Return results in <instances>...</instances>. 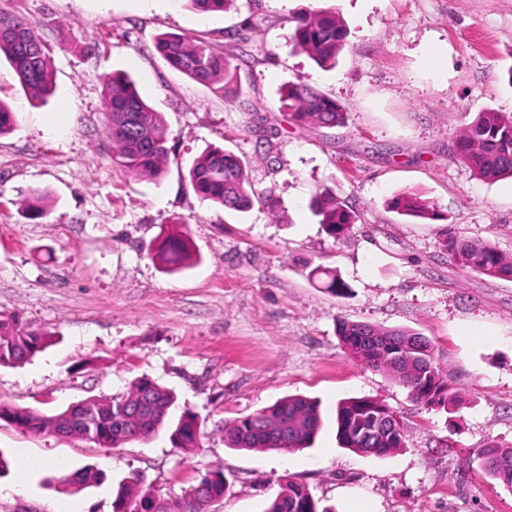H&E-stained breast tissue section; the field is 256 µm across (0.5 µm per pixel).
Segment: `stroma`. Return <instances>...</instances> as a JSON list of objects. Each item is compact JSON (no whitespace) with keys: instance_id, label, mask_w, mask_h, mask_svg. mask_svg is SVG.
<instances>
[{"instance_id":"35a3bbf8","label":"stroma","mask_w":512,"mask_h":512,"mask_svg":"<svg viewBox=\"0 0 512 512\" xmlns=\"http://www.w3.org/2000/svg\"><path fill=\"white\" fill-rule=\"evenodd\" d=\"M313 9L348 27L328 70L293 46L294 17ZM1 10L34 26L55 91L30 103L0 62V102L16 115L0 136V311L51 336L23 366L0 367V402L53 414L146 376L198 414L201 434L187 458L163 432L101 448L0 421V452L12 461L0 512H112L123 479L140 475L175 497L214 470L229 489L211 512H259L289 476L328 512H512V491L476 458L485 442L512 443V279L462 268L443 245L457 235L512 257V179L482 178L455 153L479 112L512 114V0H236L224 13L188 0H0ZM228 31L245 36L238 97L192 81L155 49L164 33L222 49ZM431 44L447 55L436 72L423 59ZM115 71L164 117L160 182L112 159L104 78ZM298 80L344 105L345 125L292 123L279 97ZM210 146L247 164L275 207L199 199L188 172ZM35 189L48 194L46 213L30 219L20 202ZM327 189L356 215L341 240L310 209ZM407 190L437 219L390 211ZM174 217L194 250L171 272L150 245ZM318 265L347 291L311 280ZM341 320L428 337L456 406L420 405L389 374L350 359ZM287 395L321 405L312 447H225L224 423ZM349 397L383 399L405 447L387 456L341 447L335 409ZM85 467L105 481L65 492L62 477Z\"/></svg>"}]
</instances>
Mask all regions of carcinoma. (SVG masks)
Returning a JSON list of instances; mask_svg holds the SVG:
<instances>
[{
  "label": "carcinoma",
  "mask_w": 512,
  "mask_h": 512,
  "mask_svg": "<svg viewBox=\"0 0 512 512\" xmlns=\"http://www.w3.org/2000/svg\"><path fill=\"white\" fill-rule=\"evenodd\" d=\"M189 2L197 11L216 13L226 11L236 0ZM347 37V26L335 12L313 10L295 17L296 46L321 68L336 62ZM156 49L172 68L193 81L239 93L241 79L234 54L179 34L160 36ZM0 56L12 66L33 100L44 101L53 94V61L30 22L0 12ZM280 102L294 121L303 124L336 126L347 115L342 104L302 81L284 87ZM104 108L115 163L136 177L160 178L168 154L164 120L146 103L127 74L114 73L106 78ZM456 153L483 178L512 177V114L495 110L478 113L457 140ZM189 179L195 193L205 201L241 212L253 204L245 165L220 147L208 148L194 160ZM46 197L45 192L32 190L22 206L30 216L41 217ZM388 206L407 217H436L430 204L413 191L396 195ZM310 207L326 232L337 239L344 237L356 220L354 212L333 192H321L312 199ZM445 247L464 268L493 278L512 279V258L503 256L489 243L450 236ZM191 251L189 239L176 229L159 237L150 249L169 270L183 267ZM310 276L317 280L327 278V288L334 292L346 288L336 274L323 267L312 269ZM337 333L354 360L392 373L416 402L444 410L455 403L456 393L439 366L435 346L429 339L409 330L344 320L339 321ZM50 340L49 334L30 329L17 316L0 312V367H17L30 361ZM175 402L171 390L142 377L122 395L89 396L81 406L68 407L53 415L0 403V420L35 435L72 429L74 436L101 448L148 440L165 429L172 446L188 456L198 447L200 422L188 408L176 422H171L170 410ZM335 424L336 437L344 448L385 456L405 446V433L398 417L378 399L353 397L340 401L336 405ZM322 427L319 403L292 395L224 424L222 432L226 447L233 450H303L311 447ZM477 458L486 474L512 490L511 446L489 441L477 452ZM201 482L208 487L205 498H195L191 488L179 497L158 502L150 497L151 488L133 476L119 484L113 512H210L212 503L224 497L229 482L221 471L206 474ZM261 512L328 509L320 508L305 483L290 477Z\"/></svg>",
  "instance_id": "obj_1"
}]
</instances>
